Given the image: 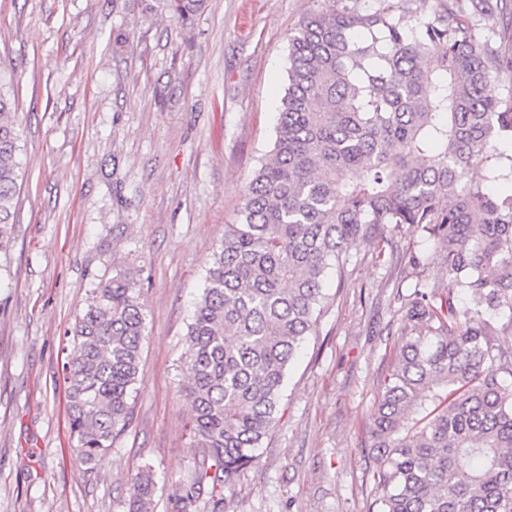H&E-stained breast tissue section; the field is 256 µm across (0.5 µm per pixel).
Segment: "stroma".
<instances>
[{
  "mask_svg": "<svg viewBox=\"0 0 512 512\" xmlns=\"http://www.w3.org/2000/svg\"><path fill=\"white\" fill-rule=\"evenodd\" d=\"M372 0H0V83L22 115L13 242L0 268V512H128L152 466L154 512L199 465L182 392L187 326L215 245L269 151L288 36L307 16ZM425 272L420 228L390 230ZM370 244L289 366L278 421L224 489V512H372L370 415L405 334L417 277ZM139 279L146 309L133 418L96 465L69 436V334L101 283Z\"/></svg>",
  "mask_w": 512,
  "mask_h": 512,
  "instance_id": "1",
  "label": "stroma"
}]
</instances>
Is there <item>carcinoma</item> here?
Listing matches in <instances>:
<instances>
[{"label":"carcinoma","mask_w":512,"mask_h":512,"mask_svg":"<svg viewBox=\"0 0 512 512\" xmlns=\"http://www.w3.org/2000/svg\"><path fill=\"white\" fill-rule=\"evenodd\" d=\"M203 0H168L186 19ZM507 0H437L420 21L410 0L370 10L328 9L288 37V87L269 154L224 225L188 325L183 391L203 449L177 512L204 485L231 483L275 424L288 364L323 309V280L351 251L403 256L384 233L419 227L443 257L442 277L419 283L409 330L369 426L377 512H512V195L467 179L512 181V95L492 77L512 71L477 37ZM20 113L0 90V254L15 223ZM468 304L459 308L454 293ZM505 316L500 326L496 317ZM140 282L117 275L97 289L71 330L65 365L70 436L84 465L111 449L130 421L145 331ZM155 480L132 479L130 512H150Z\"/></svg>","instance_id":"carcinoma-1"}]
</instances>
